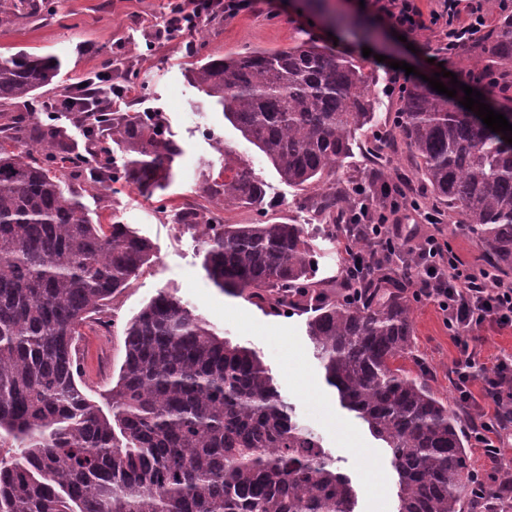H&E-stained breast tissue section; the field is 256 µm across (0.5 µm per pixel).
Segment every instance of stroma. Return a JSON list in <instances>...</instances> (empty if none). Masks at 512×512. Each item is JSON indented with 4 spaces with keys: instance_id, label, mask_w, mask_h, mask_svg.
<instances>
[{
    "instance_id": "35a3bbf8",
    "label": "stroma",
    "mask_w": 512,
    "mask_h": 512,
    "mask_svg": "<svg viewBox=\"0 0 512 512\" xmlns=\"http://www.w3.org/2000/svg\"><path fill=\"white\" fill-rule=\"evenodd\" d=\"M168 0H47L32 18H20L0 29V55L17 50L55 56L61 70L55 87L45 88L43 100L58 90L83 80L104 62L115 61L113 85L130 87V94L113 98L112 109L158 115L167 136L180 148L173 163L174 178L165 191L145 198L131 188L90 191L84 180L71 179L83 193L92 216L109 220L118 216L153 246L148 266L104 308L109 333L83 329L85 357L97 366L89 396L106 407L105 395L118 379L125 359L124 329L159 292L165 291L198 313L218 336L254 349L273 378L280 394L290 402L298 419L321 441L325 451L351 481L356 492L355 512H396L398 475L389 451L370 433L367 424L342 406L337 390L326 381L325 371L307 335L308 316L293 312L274 315L244 295L218 288L204 268L198 237L174 223L172 210L185 199L200 197V189L219 170L218 144L231 146L264 183L260 208L224 211L228 224H248L258 217L275 224H303L309 231L316 271L328 290H337L343 263V234L319 224L303 201L305 192L282 181L266 156L249 143L194 82L188 57L216 53L231 55L263 49L285 50L316 40L332 46L339 41L343 53L361 63L369 76L371 115L352 136L347 157L336 171L342 181H367L375 160L387 166L389 181L406 178L409 197H423L440 219L453 249L467 264L482 260L476 239L462 227L448 223V208L420 182L415 181V161L406 144L393 138L399 99L388 88L386 62H406L420 74L433 76L439 69L466 81L467 68L458 59L433 61L436 39L424 31L410 42L397 40L388 23L360 11L357 0H270L262 10L236 17H216L198 29L190 40L157 39ZM371 56H363V48ZM415 359L405 360L412 372L443 396L453 397L448 379L457 349L436 307L414 305Z\"/></svg>"
}]
</instances>
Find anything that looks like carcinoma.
<instances>
[{
	"label": "carcinoma",
	"mask_w": 512,
	"mask_h": 512,
	"mask_svg": "<svg viewBox=\"0 0 512 512\" xmlns=\"http://www.w3.org/2000/svg\"><path fill=\"white\" fill-rule=\"evenodd\" d=\"M33 14L0 9V28ZM512 76V20L464 47ZM60 69L52 56H0V116L34 103ZM193 78L313 212L363 245L357 197L382 194L384 174L336 186V167L368 119L363 68L314 42L288 50L208 55ZM78 153L48 112L0 126V512H354L350 480L296 421L258 354L220 338L159 292L125 329L126 357L110 390L112 416L85 390L80 329L150 260L152 244L112 218L94 222L68 176L119 183L147 198L173 178L179 147L139 112H80ZM398 133L431 193L472 234L493 280L512 275V145L473 112L424 85L401 91ZM207 185L224 207L261 202L263 184L222 150ZM207 273L274 314L309 311L327 382L391 453L397 512H470V437L456 405L398 364L413 357L405 260L361 278L351 296L316 278L302 224H226L178 211Z\"/></svg>",
	"instance_id": "cac0c4a2"
}]
</instances>
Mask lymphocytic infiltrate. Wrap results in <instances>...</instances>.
Segmentation results:
<instances>
[{"instance_id":"obj_1","label":"lymphocytic infiltrate","mask_w":512,"mask_h":512,"mask_svg":"<svg viewBox=\"0 0 512 512\" xmlns=\"http://www.w3.org/2000/svg\"><path fill=\"white\" fill-rule=\"evenodd\" d=\"M258 0H172L164 26L165 37L194 33L216 16L232 18L240 12L251 11ZM365 8L384 19L401 34L410 36L431 30L438 42L437 54L455 57L461 48L489 28L494 15H512V0H438L431 15H424L419 0H365ZM125 87L113 86L112 74L99 70L87 78L84 87H72L58 99L46 102L49 110H72L74 102H84L89 110H111L112 99L124 95ZM394 197L390 209L394 225L377 221L369 228V243L362 250H348L342 268L346 288L355 287L366 263L396 251L415 255L418 260V297L432 300L438 307L444 323L454 332L458 355L449 372L456 397L471 407L478 422L474 427L475 442L491 467H498L502 448L512 444V359L501 360L486 373H479L483 349L476 333L485 323L512 327V284L488 286L487 270L474 269L464 264L443 234L426 235L420 244L399 233L402 224L424 220L437 224L434 214L418 216L410 207L401 186H393ZM481 381L485 397L492 399L495 412H486L471 386Z\"/></svg>"}]
</instances>
